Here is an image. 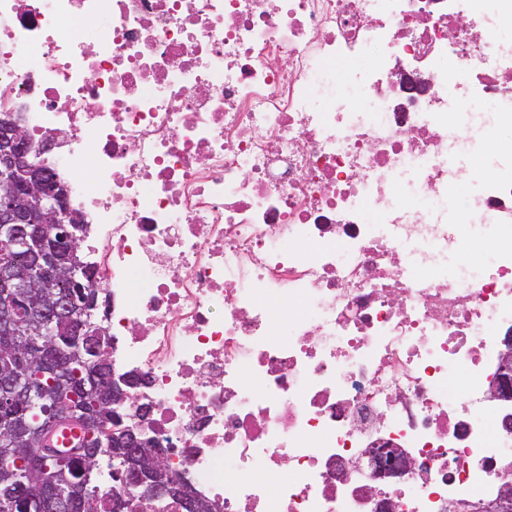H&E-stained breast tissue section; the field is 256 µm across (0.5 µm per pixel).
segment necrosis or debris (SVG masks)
Instances as JSON below:
<instances>
[{"label": "necrosis or debris", "mask_w": 512, "mask_h": 512, "mask_svg": "<svg viewBox=\"0 0 512 512\" xmlns=\"http://www.w3.org/2000/svg\"><path fill=\"white\" fill-rule=\"evenodd\" d=\"M506 31L512 0H0V112L53 141L112 365L216 512L512 485V162L462 160L512 120ZM98 481L99 512H186Z\"/></svg>", "instance_id": "necrosis-or-debris-1"}]
</instances>
